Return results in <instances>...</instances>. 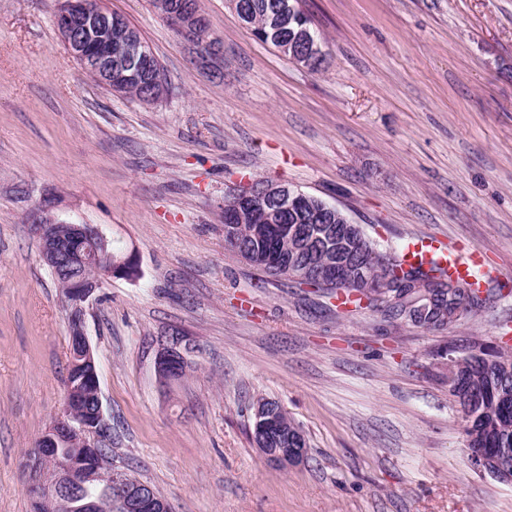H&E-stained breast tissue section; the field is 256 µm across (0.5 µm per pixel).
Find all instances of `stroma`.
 <instances>
[{
	"mask_svg": "<svg viewBox=\"0 0 512 512\" xmlns=\"http://www.w3.org/2000/svg\"><path fill=\"white\" fill-rule=\"evenodd\" d=\"M130 20L172 83L112 94L68 54L57 0H0V512H29L22 460L63 405L69 325L30 214L97 225L134 276L85 314L112 465L171 512H512L479 471L448 364L512 325V0H300L317 71L201 0L221 41L200 64L151 0ZM263 178L339 207L384 251L413 237L482 253L483 303L442 331L342 308L224 248V198ZM188 368L160 380V337ZM302 431L284 469L250 441L252 406Z\"/></svg>",
	"mask_w": 512,
	"mask_h": 512,
	"instance_id": "stroma-1",
	"label": "stroma"
}]
</instances>
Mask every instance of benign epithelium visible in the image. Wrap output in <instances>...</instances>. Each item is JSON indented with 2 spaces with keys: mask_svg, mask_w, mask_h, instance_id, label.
I'll use <instances>...</instances> for the list:
<instances>
[{
  "mask_svg": "<svg viewBox=\"0 0 512 512\" xmlns=\"http://www.w3.org/2000/svg\"><path fill=\"white\" fill-rule=\"evenodd\" d=\"M157 13L191 37L195 49L207 48L206 58L218 55V41L212 37L206 16L193 6L177 9L171 0H154ZM55 23L69 54L99 83L119 91L133 78L153 86L151 103L167 94L166 80L151 63L144 44L124 27L122 19L98 4V0H60ZM230 219L243 220L256 208L264 211L271 224H278L295 210L310 213V223L291 226L289 242L309 249L312 259L306 273L311 280L332 286L343 282L331 237L341 225L352 221L336 206L297 189L272 181L247 180L231 195ZM41 242V257L52 270L75 263L82 272L72 276L64 288V304L70 329L69 365L64 408L28 452L24 468L28 476L25 491L31 512H170L168 503L148 486L126 479L112 469L101 454L109 424L103 410L89 415L78 410L85 388H100L92 345L84 317L95 293L116 274L135 269L132 256L112 251V242L91 224L60 218L44 204L32 213ZM185 370L179 339L159 343L157 372L171 381ZM281 408L268 400L258 401L253 410L251 437L267 459L281 467L302 464L307 449L297 447L299 439L278 434ZM512 448H477L472 460L477 469L512 483L507 464Z\"/></svg>",
  "mask_w": 512,
  "mask_h": 512,
  "instance_id": "1",
  "label": "benign epithelium"
}]
</instances>
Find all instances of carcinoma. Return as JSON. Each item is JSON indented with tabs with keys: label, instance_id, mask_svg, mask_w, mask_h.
<instances>
[{
	"label": "carcinoma",
	"instance_id": "obj_1",
	"mask_svg": "<svg viewBox=\"0 0 512 512\" xmlns=\"http://www.w3.org/2000/svg\"><path fill=\"white\" fill-rule=\"evenodd\" d=\"M285 0H244L246 23L253 35L261 42L279 47L292 44L302 52L297 41L300 25L312 26L311 18L301 9L288 14V20L273 22L280 13ZM305 223L301 213H288L287 223L273 226L267 223L262 213L249 217L238 229L239 236L256 240L255 253L245 261L260 269L265 278L257 283L261 288L270 278L282 276L280 271L265 262L267 251L277 247L285 261L300 271L301 256L288 249L285 230L290 224ZM347 243L356 253L364 257L374 276L386 281V288L373 290L372 304L394 301L393 315L405 318L430 330H442L460 317L478 308L482 300L480 290L463 279L450 274L449 267L436 257L411 261L403 251L383 253L365 231H350ZM324 294H340L348 302L361 304L364 293L359 288L340 285L320 288ZM512 368V355L500 353L494 364L488 366L477 355L453 362L448 372L453 375V395L459 404L472 406L473 418L466 426L470 448H512V392L503 388L504 379L512 377L507 368Z\"/></svg>",
	"mask_w": 512,
	"mask_h": 512
}]
</instances>
